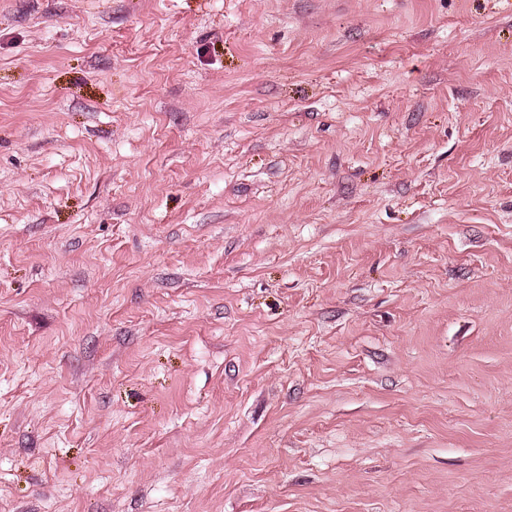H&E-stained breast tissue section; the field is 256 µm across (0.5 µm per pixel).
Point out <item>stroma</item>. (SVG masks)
Wrapping results in <instances>:
<instances>
[{
  "instance_id": "1",
  "label": "stroma",
  "mask_w": 512,
  "mask_h": 512,
  "mask_svg": "<svg viewBox=\"0 0 512 512\" xmlns=\"http://www.w3.org/2000/svg\"><path fill=\"white\" fill-rule=\"evenodd\" d=\"M0 512H512V0H0Z\"/></svg>"
}]
</instances>
